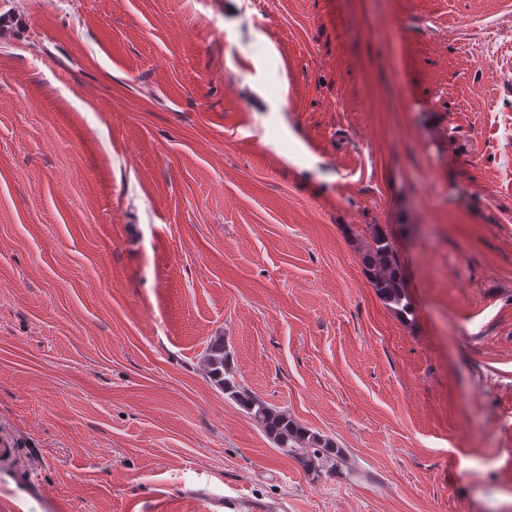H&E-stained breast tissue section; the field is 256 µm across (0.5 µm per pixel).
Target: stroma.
<instances>
[{
    "instance_id": "stroma-1",
    "label": "stroma",
    "mask_w": 512,
    "mask_h": 512,
    "mask_svg": "<svg viewBox=\"0 0 512 512\" xmlns=\"http://www.w3.org/2000/svg\"><path fill=\"white\" fill-rule=\"evenodd\" d=\"M12 6L0 512H512V0ZM218 336L336 473L212 383ZM363 260L380 298L403 314L412 312L400 273V264L391 239L380 229L374 230ZM209 504L215 512H219L221 509H224L225 512H273V510H279L278 507L270 506L261 500L250 499L248 496L240 494L212 497L209 500Z\"/></svg>"
}]
</instances>
